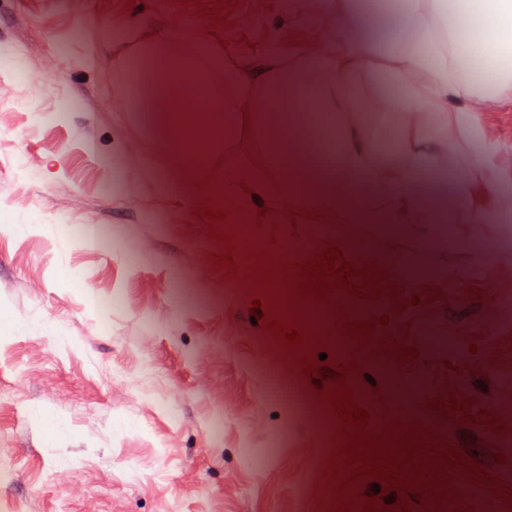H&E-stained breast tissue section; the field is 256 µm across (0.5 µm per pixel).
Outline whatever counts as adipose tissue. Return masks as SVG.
Wrapping results in <instances>:
<instances>
[{"instance_id":"obj_1","label":"adipose tissue","mask_w":512,"mask_h":512,"mask_svg":"<svg viewBox=\"0 0 512 512\" xmlns=\"http://www.w3.org/2000/svg\"><path fill=\"white\" fill-rule=\"evenodd\" d=\"M314 19L333 25L335 47L292 62L269 53L247 85L254 129L283 174L281 197L340 223H431L417 200L419 173L435 163L432 141L446 129L449 103L466 98L458 120L470 126L480 102L512 84V0H480L476 11L467 0H406L402 13L384 18L386 29L403 31L388 47L370 40L353 0H319ZM143 48L157 67L132 90V109L159 138L177 146L199 99L224 116L214 136L236 134L237 119L208 87L181 92L166 41L149 38ZM362 83L378 108L409 127L405 150L379 148L363 134L353 104ZM358 173L373 183V196L348 187L346 175Z\"/></svg>"}]
</instances>
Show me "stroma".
<instances>
[{"mask_svg": "<svg viewBox=\"0 0 512 512\" xmlns=\"http://www.w3.org/2000/svg\"><path fill=\"white\" fill-rule=\"evenodd\" d=\"M316 0H234L210 35L201 9L178 0H0V512H315L313 487L338 421L302 378L288 371L276 342L251 323L250 290L222 281L209 256L219 244L195 206L199 178L229 180L247 168L263 196L233 185L240 223L260 239L303 231L301 202L284 205L257 135L206 151V166L159 144L135 119L118 83L126 61L155 36L174 53L220 50L224 64L252 73L270 49L286 60L323 51L329 25L312 19ZM494 147L469 165L473 136L449 119L435 155L451 180L467 183L468 208L440 198L436 217L458 238L479 235L480 251L442 246L430 224L382 234L373 224L340 225L343 254L366 244L382 273L404 260L456 274L484 267L480 284L455 297L425 287L396 301H359L377 325L373 340L388 370L366 363L361 378L371 418L389 414L392 380L427 377V395L406 393L402 417L476 459L491 476L489 512H512L499 494L512 489V455L494 460L500 434L485 418L512 374V205L497 187L512 185V88L477 113ZM423 297L412 303L413 294ZM388 325H380L381 316ZM428 325L476 353L444 366L418 356L399 361L391 348ZM292 386L306 412L292 417L265 383ZM468 402L470 420L432 409L439 395Z\"/></svg>", "mask_w": 512, "mask_h": 512, "instance_id": "obj_1", "label": "stroma"}]
</instances>
